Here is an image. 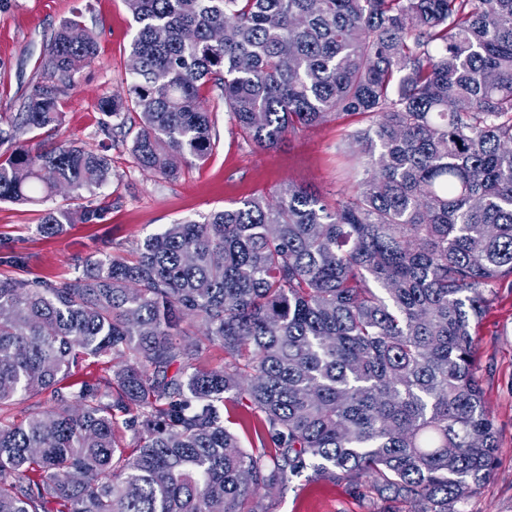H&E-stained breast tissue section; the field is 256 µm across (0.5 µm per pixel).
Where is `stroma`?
<instances>
[{"label":"stroma","instance_id":"35a3bbf8","mask_svg":"<svg viewBox=\"0 0 512 512\" xmlns=\"http://www.w3.org/2000/svg\"><path fill=\"white\" fill-rule=\"evenodd\" d=\"M80 14L98 36L95 62L75 76L61 98V135L107 151L114 176L98 189L108 208L100 224H68L52 237L40 233L41 206L0 203V256L24 257L28 279L61 281L82 273L86 259L130 255L137 244L170 223L198 218L251 197H272L286 184L335 201L351 186V137L369 124L362 115L297 130L279 146L261 151L231 123L216 93L203 94L213 114L216 147L204 162L181 164L176 179L139 168L128 143H111L100 131L99 102L125 95V70L135 26L123 0H0V113L20 111L39 79L43 47L59 24ZM476 359L485 406L497 437L489 476L458 505L459 512H512V290L497 289L476 329ZM387 502L357 494L348 480L317 478L311 470L292 477L275 494V512H386Z\"/></svg>","mask_w":512,"mask_h":512}]
</instances>
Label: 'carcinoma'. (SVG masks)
<instances>
[{"label":"carcinoma","instance_id":"carcinoma-1","mask_svg":"<svg viewBox=\"0 0 512 512\" xmlns=\"http://www.w3.org/2000/svg\"><path fill=\"white\" fill-rule=\"evenodd\" d=\"M127 95L101 131H138L136 164L170 179L216 145L201 90L260 150L363 115L365 176L328 205L276 201L167 224L131 261L58 282L0 274V512H273L311 467L416 512H458L497 448L473 333L512 287V0H124ZM97 55L78 17L47 41L22 109L0 115V202L39 230L101 223L108 155L49 138ZM204 344L224 366L204 369ZM103 374L72 385L82 362ZM257 419L260 450L224 426ZM130 433L123 443L118 424ZM248 409L244 404H234L233 402H226L224 407V423L226 426L231 428L234 432L238 433L242 439L243 446L250 449V442L245 437L243 430L240 425L236 424L243 419H248ZM236 420V421H235ZM233 422V423H232ZM236 422V423H235Z\"/></svg>","mask_w":512,"mask_h":512}]
</instances>
